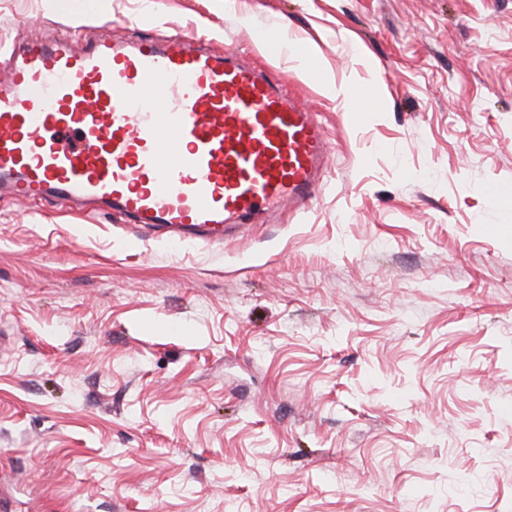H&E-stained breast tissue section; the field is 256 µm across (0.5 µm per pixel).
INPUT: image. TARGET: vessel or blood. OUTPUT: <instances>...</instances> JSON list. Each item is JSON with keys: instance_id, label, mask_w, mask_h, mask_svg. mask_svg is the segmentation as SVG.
<instances>
[{"instance_id": "obj_1", "label": "vessel or blood", "mask_w": 512, "mask_h": 512, "mask_svg": "<svg viewBox=\"0 0 512 512\" xmlns=\"http://www.w3.org/2000/svg\"><path fill=\"white\" fill-rule=\"evenodd\" d=\"M329 154L271 75L179 36L32 42L0 84V192L101 203L179 246L306 211Z\"/></svg>"}]
</instances>
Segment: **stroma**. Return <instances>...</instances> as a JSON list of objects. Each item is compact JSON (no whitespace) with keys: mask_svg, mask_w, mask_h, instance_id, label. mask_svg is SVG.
<instances>
[{"mask_svg":"<svg viewBox=\"0 0 512 512\" xmlns=\"http://www.w3.org/2000/svg\"><path fill=\"white\" fill-rule=\"evenodd\" d=\"M64 34L247 50L330 164L179 249L0 198V512H512V0H0Z\"/></svg>","mask_w":512,"mask_h":512,"instance_id":"1","label":"stroma"}]
</instances>
